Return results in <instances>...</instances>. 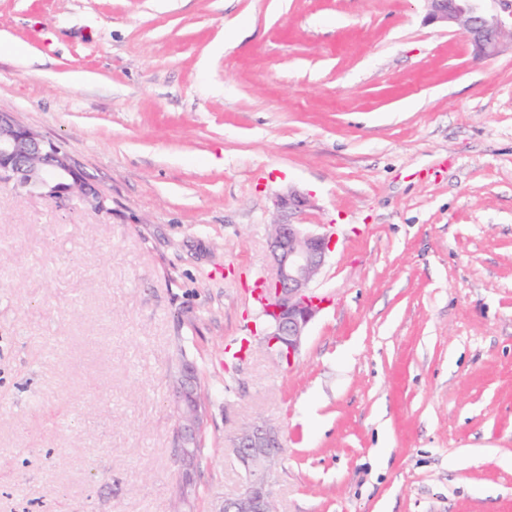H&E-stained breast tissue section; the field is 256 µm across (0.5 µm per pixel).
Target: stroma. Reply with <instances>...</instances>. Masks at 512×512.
I'll return each instance as SVG.
<instances>
[{
	"instance_id": "1",
	"label": "stroma",
	"mask_w": 512,
	"mask_h": 512,
	"mask_svg": "<svg viewBox=\"0 0 512 512\" xmlns=\"http://www.w3.org/2000/svg\"><path fill=\"white\" fill-rule=\"evenodd\" d=\"M0 111L97 211L0 180V512H176L181 358L213 397L188 512L275 429L277 512H512V45L423 0H0ZM332 231L292 361L268 226Z\"/></svg>"
}]
</instances>
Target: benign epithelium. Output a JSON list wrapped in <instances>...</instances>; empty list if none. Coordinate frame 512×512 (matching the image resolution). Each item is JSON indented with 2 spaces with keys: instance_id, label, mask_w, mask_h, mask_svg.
I'll return each instance as SVG.
<instances>
[{
  "instance_id": "7a95c632",
  "label": "benign epithelium",
  "mask_w": 512,
  "mask_h": 512,
  "mask_svg": "<svg viewBox=\"0 0 512 512\" xmlns=\"http://www.w3.org/2000/svg\"><path fill=\"white\" fill-rule=\"evenodd\" d=\"M428 19L443 25H460L477 54L483 58L500 51L505 22L486 11L483 0H425ZM0 177L13 180L30 192L62 203L74 196V187L85 182L75 160L57 144L19 123L9 112L0 113ZM80 198L95 210L107 209V197L90 187ZM333 238L305 224L278 222L269 236L272 271L261 294L265 300V342L281 359L291 361L307 328L324 305L311 283L321 273ZM180 446L175 464L181 474L180 493L191 486L197 456L192 444L202 411L193 388L183 383L177 391ZM279 447L278 436L265 426L251 424L238 436L235 451L251 480L223 512H274L269 466Z\"/></svg>"
}]
</instances>
